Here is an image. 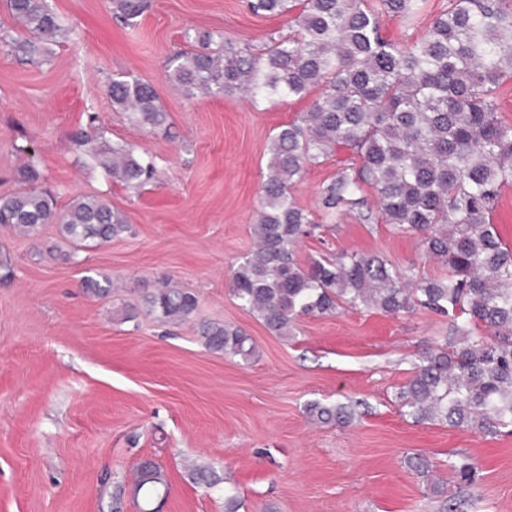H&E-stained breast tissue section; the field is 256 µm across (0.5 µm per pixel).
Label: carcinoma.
Returning <instances> with one entry per match:
<instances>
[{"instance_id": "1", "label": "carcinoma", "mask_w": 512, "mask_h": 512, "mask_svg": "<svg viewBox=\"0 0 512 512\" xmlns=\"http://www.w3.org/2000/svg\"><path fill=\"white\" fill-rule=\"evenodd\" d=\"M113 16L131 25L147 0H112ZM12 17L29 38L19 43L26 60H43L46 45L67 37L47 0H8ZM261 16L288 17V35L272 36L255 52L211 32L185 33L197 43L175 54L166 79L185 95H244L252 108L311 98L307 111L273 136L263 182L254 249L236 264L231 292L277 336L293 335L297 321L340 310L389 315L428 310L449 319L448 342L424 352L395 400L416 422H438L495 437L512 428V250L502 246L489 215L512 186V123L497 112L500 88L512 78V0H448L420 39L399 44L382 17L412 25L426 0H247ZM112 108L154 132L168 113L155 86L121 75L107 85ZM104 131L73 134L76 151L95 159L112 180L139 189L154 179L153 155L127 144L99 147ZM342 153L336 175L319 196L322 216L386 224L394 234L418 238L425 260L446 270L429 275L401 270L377 253L340 252L302 263L297 247L321 229L299 205L294 189L308 170ZM0 195V225L25 232L58 224L74 244L108 242L129 229L122 211L97 195L78 196L62 212L36 186L38 173ZM371 190L377 210H363ZM197 297L182 288L145 294L146 312L165 324L187 320ZM206 347L246 360L255 351L240 328L209 323ZM315 423L348 425L344 405H306ZM468 486L476 468L448 462ZM188 476L212 489L223 478L195 463ZM168 490L161 469L140 462L133 498L142 512Z\"/></svg>"}]
</instances>
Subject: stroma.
<instances>
[{
    "mask_svg": "<svg viewBox=\"0 0 512 512\" xmlns=\"http://www.w3.org/2000/svg\"><path fill=\"white\" fill-rule=\"evenodd\" d=\"M48 3L70 37L36 65L0 0V193L32 165L59 209L99 195L129 229L79 246L57 224L29 234L0 227L14 272L0 280V512H110L115 486H129L147 458L169 485L162 512H224L222 494L189 479L190 461L227 477L245 512H438L445 500L464 501L463 512H512V434L416 423L395 400L419 355L450 335L448 319L346 310L301 318L285 339L231 294L232 269L254 245L270 139L309 102L256 111L238 94L189 98L166 67L186 49L185 30L260 49L287 34L286 18L252 15L246 0H150L127 27L111 0ZM121 73L154 84L168 135L113 109L106 86ZM92 126L108 144L153 155L156 179L130 192L75 152L72 135ZM352 250L442 272L416 237L354 217L303 239L298 255ZM88 277L111 280L110 295L87 293ZM167 279L199 300L176 326L141 305ZM209 321L243 329L255 356L209 351L200 334ZM315 400L352 406V424L313 423L305 405ZM414 454L432 462L430 476L408 467ZM460 458L475 465V485L449 471Z\"/></svg>",
    "mask_w": 512,
    "mask_h": 512,
    "instance_id": "obj_1",
    "label": "stroma"
}]
</instances>
